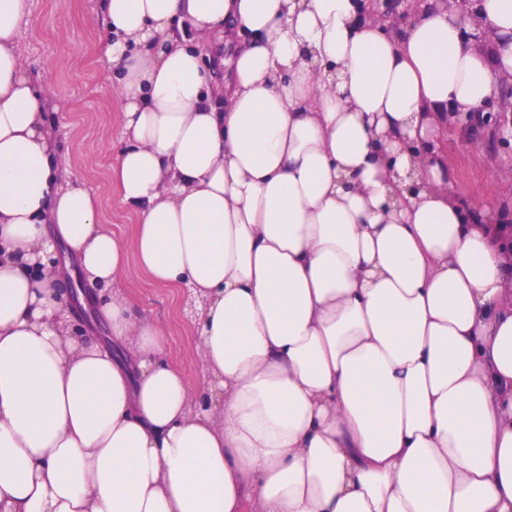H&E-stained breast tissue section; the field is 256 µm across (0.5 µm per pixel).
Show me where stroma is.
<instances>
[{
	"label": "stroma",
	"instance_id": "1",
	"mask_svg": "<svg viewBox=\"0 0 512 512\" xmlns=\"http://www.w3.org/2000/svg\"><path fill=\"white\" fill-rule=\"evenodd\" d=\"M104 35L101 0H31L19 54L47 97L46 117L54 131L57 158L71 183L94 195L101 224L128 243L138 217L122 204L111 179L120 149L123 103L118 71L102 54ZM483 113L478 127L443 125L439 151L466 203L488 204L489 223L512 231V109L501 110L495 100L484 106ZM124 280L136 313L163 326L167 360L193 385H202L196 330L182 315L179 290L155 284L133 261Z\"/></svg>",
	"mask_w": 512,
	"mask_h": 512
}]
</instances>
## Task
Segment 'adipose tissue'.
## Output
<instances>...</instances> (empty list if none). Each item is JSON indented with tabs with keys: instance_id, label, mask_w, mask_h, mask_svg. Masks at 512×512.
Segmentation results:
<instances>
[{
	"instance_id": "obj_1",
	"label": "adipose tissue",
	"mask_w": 512,
	"mask_h": 512,
	"mask_svg": "<svg viewBox=\"0 0 512 512\" xmlns=\"http://www.w3.org/2000/svg\"><path fill=\"white\" fill-rule=\"evenodd\" d=\"M29 10L0 0V512H512V251L434 148L512 76V0L395 35L366 0H103L128 245L61 185ZM185 23L233 47L224 110ZM57 242L112 284L111 344L52 328L64 272L27 266ZM132 260L205 299L222 406L193 413Z\"/></svg>"
}]
</instances>
